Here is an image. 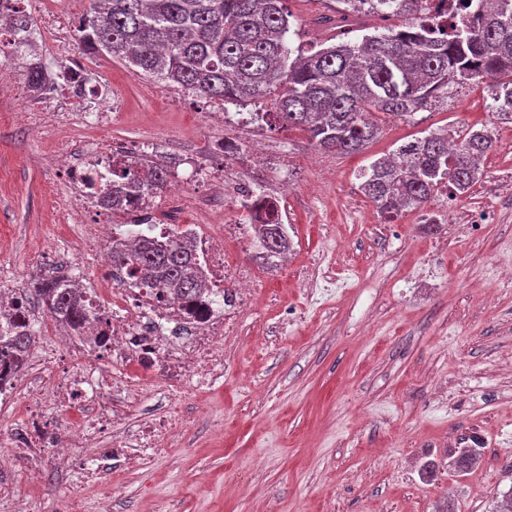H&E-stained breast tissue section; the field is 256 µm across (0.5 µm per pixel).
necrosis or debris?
I'll return each mask as SVG.
<instances>
[{
    "label": "necrosis or debris",
    "mask_w": 512,
    "mask_h": 512,
    "mask_svg": "<svg viewBox=\"0 0 512 512\" xmlns=\"http://www.w3.org/2000/svg\"><path fill=\"white\" fill-rule=\"evenodd\" d=\"M252 153H244L235 166L222 175L197 169V181L219 186L225 197L234 200L237 214L217 226L213 234L197 232L194 225H183L181 233L191 241L210 286L205 299L185 302L156 296L114 267L110 253L100 250L90 260L110 271L112 288L86 289L82 275L70 270L67 283L82 288L88 319L77 337L52 334L48 320L18 303H9L7 290H0V303L8 302L7 314H0V406L25 400L26 414L21 426L0 437V448L7 457L27 460L31 471L59 466L67 461V450L85 445L96 436L112 431L121 417L112 406L115 400L131 402L144 382L163 387L169 395L182 397L217 380L224 363V339L233 333L242 309L255 302L248 270L231 271L225 240L244 224L260 223L267 197L257 192L243 177ZM131 154L93 141L80 166L70 177L84 181L91 170L106 171L115 166H130ZM34 330L50 338L53 347L82 340L93 356L91 363L69 368L49 386L38 390L22 388V366L17 362L11 339L16 331ZM61 407H78L85 415L79 428L50 420L44 412L46 402ZM185 425L183 419L169 415L142 429L135 441L119 439L111 451L113 459L125 456L128 448L155 450Z\"/></svg>",
    "instance_id": "obj_1"
}]
</instances>
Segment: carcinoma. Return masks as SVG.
<instances>
[{
    "mask_svg": "<svg viewBox=\"0 0 512 512\" xmlns=\"http://www.w3.org/2000/svg\"><path fill=\"white\" fill-rule=\"evenodd\" d=\"M284 2L91 0L79 41L137 75L205 99L268 101L278 122L306 131L311 145L325 152L357 151L376 138L377 112L411 119L471 81L489 80L492 113L512 124V0H459L447 18L430 13L429 0H371V13H388L404 24L359 42L332 36L307 51L289 45L291 14ZM8 24L17 36L8 58L28 60V84L40 93L52 73L27 40L33 21L14 10ZM494 144L486 130L470 129L454 144L431 132L371 162L361 188L391 220L441 188L467 193ZM134 163L137 173L114 169L104 187L91 175L85 188L119 210L139 200L146 187L163 190L162 167L143 158ZM256 229L266 255L289 251L278 203L269 202ZM112 264L126 265L131 277L186 301L206 288L194 250L174 233L163 245L143 239L135 247L115 246ZM62 282L59 274H41L32 295L53 317L80 324L87 318L81 289L70 291ZM479 457L480 449L466 445L455 451L451 466L464 473Z\"/></svg>",
    "mask_w": 512,
    "mask_h": 512,
    "instance_id": "1",
    "label": "carcinoma"
}]
</instances>
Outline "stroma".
I'll return each instance as SVG.
<instances>
[{
	"mask_svg": "<svg viewBox=\"0 0 512 512\" xmlns=\"http://www.w3.org/2000/svg\"><path fill=\"white\" fill-rule=\"evenodd\" d=\"M293 45L317 46V21L336 0H286ZM87 0H29L43 32L41 58L80 70L111 109L90 126L68 93L37 97L24 63L0 86V284L26 293L45 270L82 263L92 245L85 187L54 164L61 142L88 139L127 149L156 143L181 157L185 193L153 213L179 231L220 224L232 201L190 181L213 172L227 131L200 99L137 76L121 61L83 51L77 27ZM379 133L355 153L316 151L305 131L257 123L243 145L287 144L288 161L254 167L259 187L289 184L282 220L293 241L289 263L259 259L252 234L226 242L251 269L258 297L224 344V375L175 402L146 387L126 422L145 426L175 414L186 425L164 449L118 466L99 481L85 469L111 439L75 449L68 466L38 474L25 460L0 471V512L20 488L31 512H494L512 491V124H500L483 84L460 86L448 104L413 119L377 114ZM492 132L495 146L468 193L440 190L430 203L386 220L361 189L375 159L429 131ZM481 457L466 473L449 467L471 437Z\"/></svg>",
	"mask_w": 512,
	"mask_h": 512,
	"instance_id": "obj_1",
	"label": "stroma"
}]
</instances>
